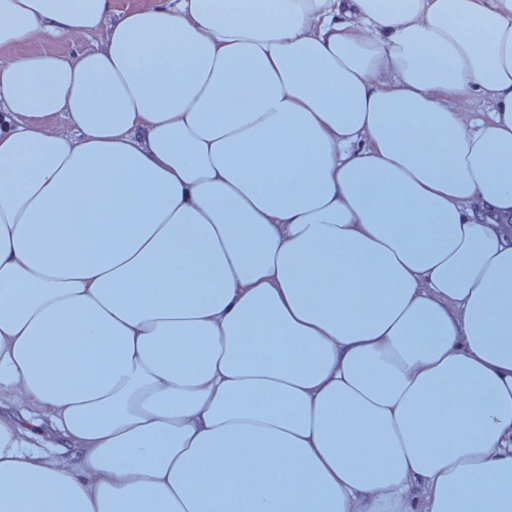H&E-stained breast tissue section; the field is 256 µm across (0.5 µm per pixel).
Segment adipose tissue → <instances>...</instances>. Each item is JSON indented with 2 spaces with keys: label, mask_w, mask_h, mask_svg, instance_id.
Segmentation results:
<instances>
[{
  "label": "adipose tissue",
  "mask_w": 512,
  "mask_h": 512,
  "mask_svg": "<svg viewBox=\"0 0 512 512\" xmlns=\"http://www.w3.org/2000/svg\"><path fill=\"white\" fill-rule=\"evenodd\" d=\"M1 390L0 512H512V0H0ZM75 45L64 37L52 36L46 40L30 45H23L17 49L18 54L40 52L49 55L65 54L72 51ZM0 417L9 419L29 433L33 449L47 453L54 459H65L66 450L59 448L63 444L59 434L52 428L47 418L35 410L20 406L1 396Z\"/></svg>",
  "instance_id": "obj_1"
}]
</instances>
